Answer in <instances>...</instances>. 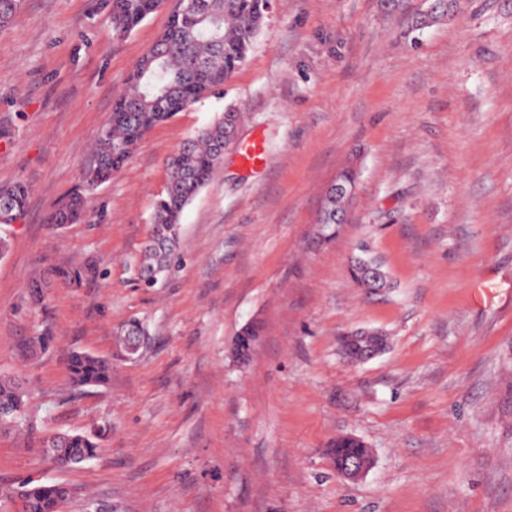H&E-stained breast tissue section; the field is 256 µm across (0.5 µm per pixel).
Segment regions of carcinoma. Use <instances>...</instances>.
Returning <instances> with one entry per match:
<instances>
[{"mask_svg":"<svg viewBox=\"0 0 512 512\" xmlns=\"http://www.w3.org/2000/svg\"><path fill=\"white\" fill-rule=\"evenodd\" d=\"M193 0H175L169 21L153 44V51L139 60L124 89L115 98L111 115L102 128L93 165L86 176L87 185L105 181L132 157L138 143L154 127L168 121L221 89L244 64L262 28L268 0H199L201 8L189 7ZM164 0H109L112 34L117 40L130 35L147 17L162 6ZM430 9L412 18V27L424 29L445 21L452 14L454 0H429ZM238 112L229 108L211 125L187 139L168 162L169 177L165 190L155 200L152 235L144 246L139 273L145 286L153 287L171 269L180 230L181 215L206 185L222 158L221 148L230 147V139L238 123ZM359 177L356 165L350 163L337 175L335 183L354 188ZM8 208L0 214V222L10 224L25 210L29 189L22 182L8 188ZM83 195L75 192L56 209L51 223L64 225L83 213ZM318 223L323 237L335 235L336 194L326 190ZM380 269V278L372 281L368 268ZM349 274L353 282L367 292L388 286L385 270L363 253L352 258ZM256 321L247 323L236 342L250 351L260 336ZM388 337L360 336L355 330L344 332L338 339L342 354L349 360L366 352L373 342H386ZM50 336H36L22 341L21 350L34 354L49 348ZM74 394L108 386L110 364L93 355L74 352L67 359ZM24 415L23 395L14 381L0 376V427L16 425ZM56 462L65 467L93 458L99 447L98 437L85 433H58ZM332 462H371L372 452L354 435H340L329 444ZM23 500L22 512H60L72 496L62 482H29L17 487Z\"/></svg>","mask_w":512,"mask_h":512,"instance_id":"carcinoma-1","label":"carcinoma"}]
</instances>
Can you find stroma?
I'll return each instance as SVG.
<instances>
[{
	"label": "stroma",
	"instance_id": "1",
	"mask_svg": "<svg viewBox=\"0 0 512 512\" xmlns=\"http://www.w3.org/2000/svg\"><path fill=\"white\" fill-rule=\"evenodd\" d=\"M425 7L272 0L223 89L149 132L87 193L86 219L57 226L171 7L117 40L105 0H20L0 28V185L31 192L0 224V375L21 383L26 421L0 432V487L66 483L65 512H512V0H459L409 31ZM229 106L268 162L248 172L225 150L182 214L178 263L143 287L168 161ZM355 154L348 221L314 246ZM363 251L390 282L374 295L348 273ZM133 320L148 342L124 361ZM251 321L241 365L231 348ZM355 328L386 330L389 350L350 363L337 338ZM42 333L51 348L23 356ZM73 350L111 361L109 388L72 395ZM60 432L100 434L95 457L53 465L41 442ZM341 434L373 453L358 480L331 468ZM355 158H358L357 156ZM353 158L350 163L342 169V171L337 175L334 182L327 188L323 205L319 214V218L317 224H322V231L324 239L331 238L335 235V225L336 222H342L345 218L344 214H339L336 212V194L331 191V187L336 186V183L345 186L356 188L359 172L356 168V164H352ZM329 232L328 234L325 232Z\"/></svg>",
	"mask_w": 512,
	"mask_h": 512
}]
</instances>
